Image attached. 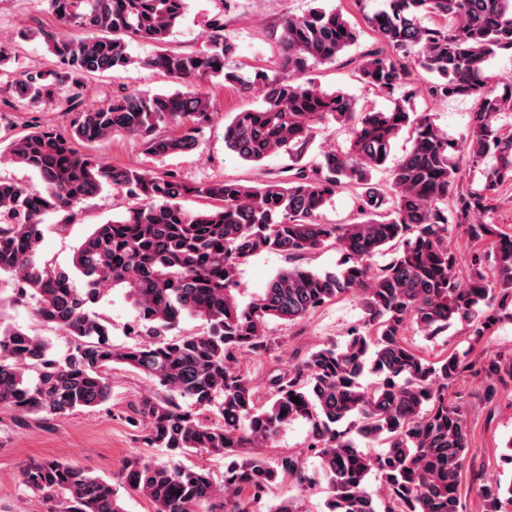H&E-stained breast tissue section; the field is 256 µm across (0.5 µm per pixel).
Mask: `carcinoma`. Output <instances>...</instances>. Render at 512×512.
<instances>
[{"mask_svg":"<svg viewBox=\"0 0 512 512\" xmlns=\"http://www.w3.org/2000/svg\"><path fill=\"white\" fill-rule=\"evenodd\" d=\"M45 2L61 26L41 33L52 67L14 72L16 55L0 42V77H8L6 86L18 96L53 104L86 78L133 64L132 41L154 47L140 64L181 88L136 90L79 110L66 134L33 124L6 137L0 162L23 167L37 182L0 177V275L36 300L34 316L64 332L69 348L59 357L42 337L5 323L9 300L0 297V407L20 418L94 408L111 398L108 374L119 363L161 391L141 398L133 411L145 423L148 445L165 449L172 461L153 464L132 455L120 472L121 484L145 495L154 512H194L216 497L209 469L176 461L198 451L224 456L218 512H246L241 494L261 500L286 479L309 484L297 455L271 464L240 452L268 446L294 421L308 426V451L329 488L326 512H460L470 425L463 397L449 401L448 387L474 374L483 376L486 402L512 389V352L474 354L484 336L512 321V227L473 219L512 187V130L501 124L512 114V76L497 78L493 87L487 74L496 51H512V0H386L385 9L366 17L385 47L364 53L356 72L369 88L402 90L385 110L359 108L344 92H326L306 78L314 65L336 61L359 40L355 24L334 9L284 19L276 36L278 69L247 79L224 70L234 44L219 18L205 48H165L187 0ZM414 66L431 74L432 100L474 99L460 142L432 114L413 111V94L404 87ZM212 79L261 98L224 123V147L252 165L284 153L288 180L188 184L172 172L151 174L80 152L117 133L141 140L160 159L194 149L211 116V100L195 84ZM325 120L348 128V146L311 159L316 125ZM162 125L177 131L159 136ZM405 129L410 148L393 159L392 141ZM458 153L479 173V187H462ZM382 168L389 171L385 185L372 181ZM106 187L131 201L125 214L95 225L69 267L41 260L45 217L59 215L60 225L69 224L78 205ZM342 188L355 191L356 220L319 222ZM187 197L214 206L189 210L182 204ZM453 226L470 243L464 273L451 247ZM328 244L344 255L339 271L292 266L249 304L238 303L239 269L250 257H298ZM388 252V262L374 261ZM114 288L130 299L133 332L143 337L120 350L107 321L92 311ZM349 293L360 296L363 310L349 338L310 351L271 378V400L258 404L236 369L239 355L272 348L269 322L295 324ZM187 317L205 320L207 331L177 333ZM455 324L463 326L468 347L435 361L406 339L411 327L433 339ZM368 373L376 376L371 386L363 384ZM204 412L213 415L208 423ZM361 439L384 449L366 454ZM372 475L381 496L368 489ZM20 479L51 504L48 512H125L112 480L65 460H31ZM482 496L487 512H512V485L485 484Z\"/></svg>","mask_w":512,"mask_h":512,"instance_id":"obj_1","label":"carcinoma"}]
</instances>
